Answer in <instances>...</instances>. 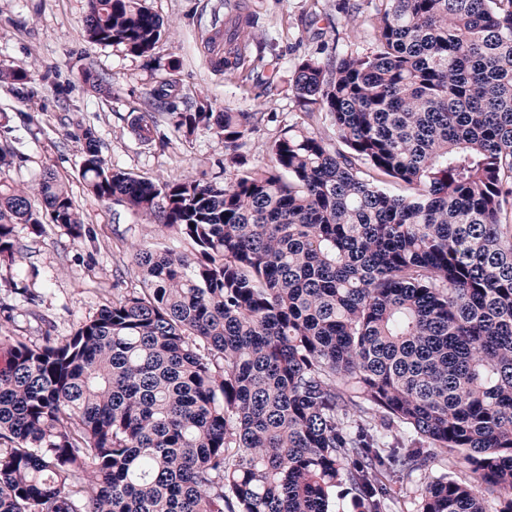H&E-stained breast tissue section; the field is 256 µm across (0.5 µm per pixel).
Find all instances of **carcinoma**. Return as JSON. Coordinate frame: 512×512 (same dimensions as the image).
<instances>
[{
	"instance_id": "obj_1",
	"label": "carcinoma",
	"mask_w": 512,
	"mask_h": 512,
	"mask_svg": "<svg viewBox=\"0 0 512 512\" xmlns=\"http://www.w3.org/2000/svg\"><path fill=\"white\" fill-rule=\"evenodd\" d=\"M229 16L213 65L234 75L256 16ZM85 33L144 57L165 29L147 0H88ZM0 86L42 93L27 63ZM292 91L336 140L292 126L231 182L136 177L75 123L84 191L189 248L138 247L139 287L63 342L0 339V512H336L344 485L384 512L388 479L439 451L512 489V0H381L371 50L301 60ZM177 96L148 92L177 132L256 130ZM35 197L84 236L54 171L0 183L1 260L42 232ZM421 512L488 506L441 475Z\"/></svg>"
}]
</instances>
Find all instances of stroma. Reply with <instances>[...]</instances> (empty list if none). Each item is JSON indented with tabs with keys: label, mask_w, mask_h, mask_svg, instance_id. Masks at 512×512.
<instances>
[{
	"label": "stroma",
	"mask_w": 512,
	"mask_h": 512,
	"mask_svg": "<svg viewBox=\"0 0 512 512\" xmlns=\"http://www.w3.org/2000/svg\"><path fill=\"white\" fill-rule=\"evenodd\" d=\"M244 2L258 19L250 48L276 57V69L230 76L214 68L205 45L215 35L213 12L224 0H148L166 33L147 57L88 42L87 0H0V69L31 63L43 78V92L32 105L0 88V149L17 147L22 152L0 169V181L31 187L46 170L55 171L69 182L86 228L79 240L49 222L37 235L19 228L22 265L0 261V336L33 344L67 339L80 323L137 287L132 250L158 233L151 220L84 192L80 149L69 137L74 121L96 127L108 165L159 183L182 178L230 181L266 163L267 144L303 122L321 136L333 137L328 121L306 118L297 105L292 92L295 66L304 58L367 52L378 0H359L362 9L354 33L343 21L348 0ZM174 57L180 62V96L217 112L262 114L252 137L236 151L227 150L223 136L212 131L188 136L176 132L162 114L156 117L160 139L145 144L136 136L146 94ZM90 66L109 79L111 94L85 84L83 75ZM443 474L461 482L476 479L459 459L438 456L428 468L391 482L399 512H420L424 487Z\"/></svg>",
	"instance_id": "1"
}]
</instances>
